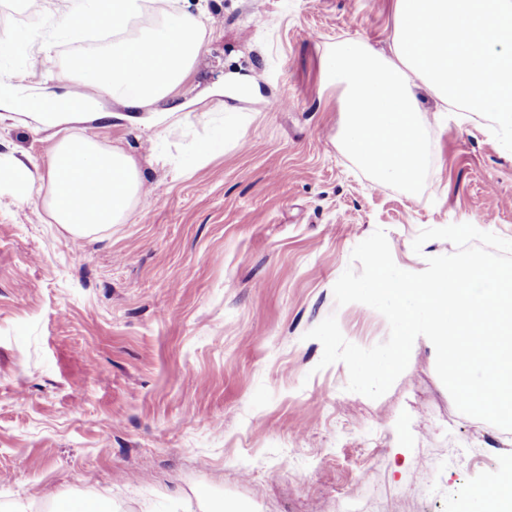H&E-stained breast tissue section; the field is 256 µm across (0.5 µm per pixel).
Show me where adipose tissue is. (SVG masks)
<instances>
[{"instance_id":"1","label":"adipose tissue","mask_w":512,"mask_h":512,"mask_svg":"<svg viewBox=\"0 0 512 512\" xmlns=\"http://www.w3.org/2000/svg\"><path fill=\"white\" fill-rule=\"evenodd\" d=\"M142 9L141 0H69L57 36L75 37L105 23L116 40L76 60L67 90L32 94L18 86L0 100V108L21 107L46 125L66 126L48 161L46 185L37 184L27 163L13 155L0 157V183L8 185L19 202H41L53 223L75 236L127 223L144 189L134 158L102 147L79 130V123L96 119L99 99L105 95L122 102L131 121H151L150 106L175 95L192 72L206 37L201 18L180 12L131 29ZM468 512H512V465L504 466L495 490L472 494Z\"/></svg>"}]
</instances>
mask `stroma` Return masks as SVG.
Segmentation results:
<instances>
[{"label":"stroma","mask_w":512,"mask_h":512,"mask_svg":"<svg viewBox=\"0 0 512 512\" xmlns=\"http://www.w3.org/2000/svg\"><path fill=\"white\" fill-rule=\"evenodd\" d=\"M396 0H156L208 28L160 124L82 132L134 157L149 187L127 223L76 237L0 194V503L61 512L80 498L112 512H465L512 461V432L461 414L428 348L380 398L347 391L348 369L319 368L309 330L336 316L344 337L385 341L382 314L337 306L333 286L376 229L395 264L420 272L454 253L412 242L470 223L512 240V151L479 114L446 110L427 88L431 168L422 193L361 172L340 143L342 89L324 78L337 42L388 53ZM65 11L0 0V90L67 86L72 60L109 42L39 35ZM284 98L288 106L269 110ZM224 151L177 173L193 145ZM56 141L27 115L0 120V154L46 174Z\"/></svg>","instance_id":"1"}]
</instances>
